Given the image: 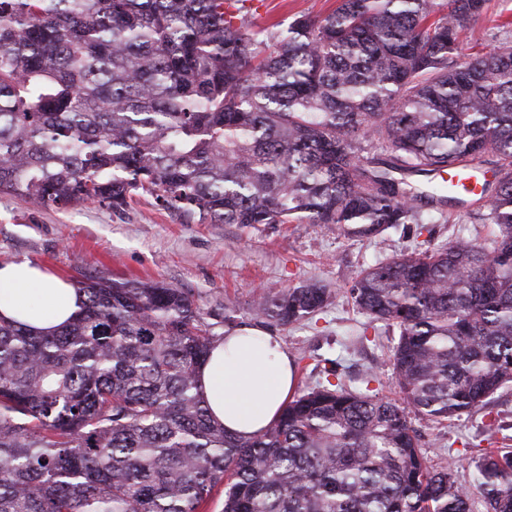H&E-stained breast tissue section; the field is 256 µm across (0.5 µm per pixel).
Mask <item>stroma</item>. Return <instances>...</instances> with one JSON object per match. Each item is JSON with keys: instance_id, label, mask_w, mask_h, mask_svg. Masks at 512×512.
<instances>
[{"instance_id": "35a3bbf8", "label": "stroma", "mask_w": 512, "mask_h": 512, "mask_svg": "<svg viewBox=\"0 0 512 512\" xmlns=\"http://www.w3.org/2000/svg\"><path fill=\"white\" fill-rule=\"evenodd\" d=\"M336 0H254L248 29L290 23L306 14L321 18ZM512 18V0H491L485 16L466 32L469 45L482 50L494 39L512 40L499 29ZM432 225V241L467 240L489 244L498 229L469 224L462 209ZM415 225L386 231L382 241L347 238L323 224H184L141 195L123 211L97 204L54 208L0 193V264L28 260L77 283L87 278L154 280L181 288L200 307L206 323L223 332L225 315L251 318L254 300L306 282L329 288L334 298L315 317L276 330L296 369L297 391L315 385L317 360L335 361L345 383L367 374L378 379V393L397 398L391 350L398 334L381 328L376 341L350 345L348 338L364 317L354 306L350 281L360 269L415 247ZM429 459L451 464L459 482L469 484L479 448L512 437V386L498 390L486 408L442 424L414 419Z\"/></svg>"}]
</instances>
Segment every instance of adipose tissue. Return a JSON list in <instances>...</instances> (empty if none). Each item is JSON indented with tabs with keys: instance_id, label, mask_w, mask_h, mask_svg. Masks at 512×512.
Segmentation results:
<instances>
[{
	"instance_id": "ef3b65f1",
	"label": "adipose tissue",
	"mask_w": 512,
	"mask_h": 512,
	"mask_svg": "<svg viewBox=\"0 0 512 512\" xmlns=\"http://www.w3.org/2000/svg\"><path fill=\"white\" fill-rule=\"evenodd\" d=\"M83 300V292L41 265H0L2 320L47 333L71 322ZM199 375L213 418L229 433L246 437L278 416L296 385L295 366L279 340L251 327L216 343Z\"/></svg>"
}]
</instances>
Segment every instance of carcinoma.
Wrapping results in <instances>:
<instances>
[{"instance_id": "1", "label": "carcinoma", "mask_w": 512, "mask_h": 512, "mask_svg": "<svg viewBox=\"0 0 512 512\" xmlns=\"http://www.w3.org/2000/svg\"><path fill=\"white\" fill-rule=\"evenodd\" d=\"M249 0H0V191L122 211L149 194L185 224H331L371 238L460 206L435 175L491 166L473 224L360 270L350 296L399 332L401 398L335 368L252 437L208 413L219 341L181 289L79 282L61 330L0 321V512H472L412 418L442 423L512 383V41L465 53L489 0H339L252 32ZM333 299L316 282L259 297L270 332ZM473 482L512 512V450ZM447 224H427L432 230V243L442 244L450 240H467L487 245L498 233L494 224H469L463 220L466 208L447 209Z\"/></svg>"}]
</instances>
